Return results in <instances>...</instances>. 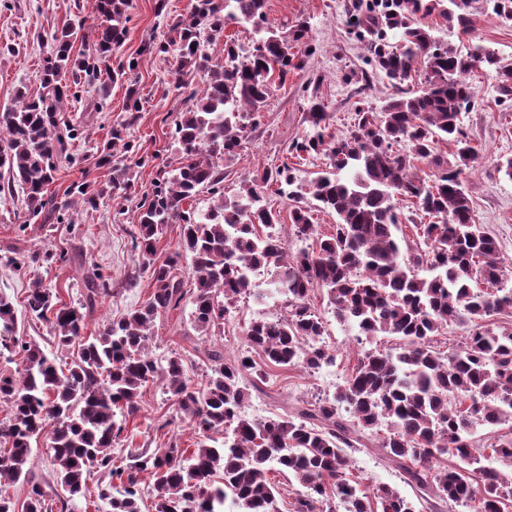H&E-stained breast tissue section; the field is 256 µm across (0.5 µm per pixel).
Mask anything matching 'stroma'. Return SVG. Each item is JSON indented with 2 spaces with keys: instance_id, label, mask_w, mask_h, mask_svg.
<instances>
[{
  "instance_id": "stroma-1",
  "label": "stroma",
  "mask_w": 512,
  "mask_h": 512,
  "mask_svg": "<svg viewBox=\"0 0 512 512\" xmlns=\"http://www.w3.org/2000/svg\"><path fill=\"white\" fill-rule=\"evenodd\" d=\"M370 0H268L266 24L278 30L283 24L305 20L307 42L313 52L305 66L289 74L286 83L271 94L259 119L257 130L246 141L240 156L224 164V193L233 195L243 179L254 170L274 168L294 162L289 144L308 128L307 112L312 101H321L328 112L329 130L343 136L355 123L360 108L380 110L392 88L387 79L368 63L366 45L360 42L350 21ZM193 0H132L128 36L121 56L135 55L150 39L170 38L172 19L189 13ZM76 30L73 54L87 50L100 20L92 0H0V110L11 106L19 86H27L30 96L43 88L38 80L51 44V36L63 24ZM462 46L483 45L495 49L503 64L512 65V21L495 16L485 0H475L473 27L461 36ZM477 97L473 109L461 115V126L479 156L467 176L476 223L494 236L504 261L512 260V180L497 171L504 157L512 156V101H498L494 91L495 73H473ZM184 81L189 88L203 90L200 76H177L173 53L142 60L138 68L118 82L101 76L91 89V98H104L101 112H90L86 101L67 104V117L84 128L82 139L72 143L56 160L54 181L49 192L64 195L74 183L106 182L110 171L99 164L103 144L112 130L123 127L132 145L127 176L128 192H116L94 208L76 204L71 222L62 224L25 223L21 195L0 197V293L15 305L23 300L34 281L58 288L63 302L81 307L85 301V277L97 269L111 283V292L86 313V332L94 334L107 321L120 318L144 303L151 281L132 248L136 226L132 220L138 200L150 193L159 171L178 167L180 155L172 132L184 107L175 85ZM135 87L142 102L135 122H128L125 110L128 87ZM297 163V162H294ZM298 185L304 188L305 204H312L307 188L317 173L325 170L324 159L297 163ZM26 232H19V224ZM56 254L53 262L45 254ZM311 304L323 316L327 333L323 342L335 350V366L310 373L301 368L269 367L263 392L252 394L243 413L257 419L290 414L302 403H315L333 396L338 385L355 365L360 347L352 330L340 325L327 308L324 290H315ZM278 303L242 299L233 316L224 323V334L213 338L196 332L188 314L179 319L157 318L149 350L165 359L179 354L189 376L201 381L208 367L206 352L222 347L225 356L245 353L248 346L243 328L257 314L275 315ZM197 436L187 423L179 421L172 399L161 384L147 385L137 415L130 420L116 453L127 448H165L170 443L189 448ZM354 475L397 488L402 495L416 499L417 492L402 474L392 468L378 448H352L348 451Z\"/></svg>"
}]
</instances>
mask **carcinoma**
Masks as SVG:
<instances>
[{"label": "carcinoma", "mask_w": 512, "mask_h": 512, "mask_svg": "<svg viewBox=\"0 0 512 512\" xmlns=\"http://www.w3.org/2000/svg\"><path fill=\"white\" fill-rule=\"evenodd\" d=\"M130 7V0H95L102 21L79 56L72 53V28L56 30L39 74L46 93L31 98L22 85L15 105L0 112V170L8 174L0 194L20 190L28 222L57 221L78 200L93 208L130 187L123 156L112 146L123 142L127 154L132 145L116 128L101 152L111 180L72 185L67 195L75 201L48 194L55 160L82 134V127L64 119V103L80 99L101 70L117 82L138 62L112 63L127 37ZM265 9L266 0H196L188 15L171 24L176 74L200 75L205 89L188 96L190 105L174 123L181 165L161 176L136 206L132 247L149 273V298L86 337L84 314L63 303L57 289L35 281L24 308L48 324L59 349L76 351L61 364L20 335L13 301L0 295V359L22 355V369L0 370V400L10 412L0 422V512H15L7 487L17 483L28 485L22 512H71L77 500L92 495L108 505L107 512H140L143 473L154 479V512H279L280 493L268 477L273 471L303 488L294 492L288 512H324L332 499L345 512H419L392 486L368 485L349 470L347 449L366 446L367 432L382 424L387 434L379 447L387 461L436 512L447 502L475 512L512 507V476L481 464L484 452L474 448L477 428L494 426L487 449L512 467V326L484 325L512 309V288L504 285L497 240L473 217L465 181L476 150L460 122L476 99L467 75L495 67L496 91L512 100V67L482 46L464 50L442 42L419 22L438 15L448 30L465 33L472 0H385L382 9L357 17L358 27L372 36L370 62L397 94L379 112L359 109L357 124L344 137L329 132L322 104H311L309 130L289 152L329 160L310 193L337 218L333 233L313 239L312 209L301 203L288 165L256 171L236 195L224 196V161L241 152L274 85L285 83L310 53L307 22L266 32ZM227 20L251 25L259 38L243 55L225 41L220 58L205 48L201 31L219 37ZM418 68L425 87L402 88ZM440 141L454 148L453 159L437 152ZM401 143L403 151L396 149ZM416 160L431 169L429 178L415 173ZM273 184L276 194L294 201L289 218L296 235L312 239L295 253L288 251L279 212L266 198ZM204 189L219 201L198 216L184 203ZM401 201L428 219L414 225L411 240L402 229ZM169 224L180 227L178 247L159 263V234ZM187 253L190 288L180 273ZM262 276L274 286L280 315H259L244 327L260 361L244 354L227 358L213 349L211 373L198 388L181 357L161 363L151 355L150 329L158 316L189 305L197 332L221 336L239 300L260 295ZM87 284L91 303L110 293L98 272ZM317 288L325 290L338 322L367 339L394 336L399 345L361 351L331 400L286 417L246 418L242 409L251 391H263L266 367L315 373L336 365V354L322 344L324 321L310 303ZM452 324L469 331L458 349L446 353L437 349V337ZM154 380L195 430L197 448H132L125 459L114 454V445L138 413L142 389ZM49 425L58 469L55 484L43 485L28 463ZM447 456L455 464L438 466ZM95 473L103 479L93 491L88 482Z\"/></svg>", "instance_id": "1"}]
</instances>
